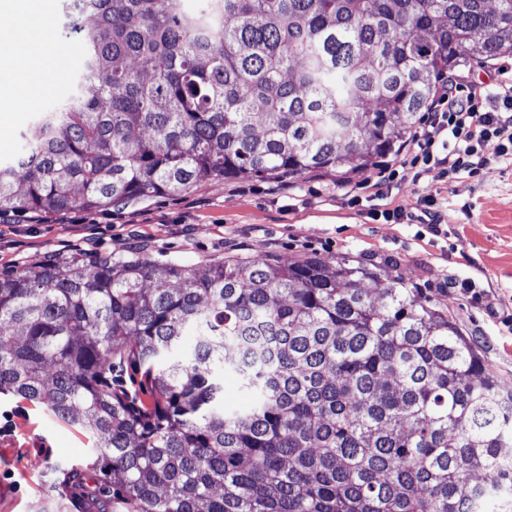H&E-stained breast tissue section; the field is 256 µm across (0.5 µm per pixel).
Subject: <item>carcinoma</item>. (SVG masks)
I'll use <instances>...</instances> for the list:
<instances>
[{"mask_svg":"<svg viewBox=\"0 0 512 512\" xmlns=\"http://www.w3.org/2000/svg\"><path fill=\"white\" fill-rule=\"evenodd\" d=\"M199 2L65 0L78 91L0 163V215L344 182L406 143L448 72L512 56V0ZM121 361L151 405L113 383ZM1 393L90 434L123 512H512V390L371 263L38 262L0 276ZM75 505L97 502L36 512Z\"/></svg>","mask_w":512,"mask_h":512,"instance_id":"carcinoma-1","label":"carcinoma"}]
</instances>
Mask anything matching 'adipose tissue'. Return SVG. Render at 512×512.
Returning <instances> with one entry per match:
<instances>
[{
	"label": "adipose tissue",
	"mask_w": 512,
	"mask_h": 512,
	"mask_svg": "<svg viewBox=\"0 0 512 512\" xmlns=\"http://www.w3.org/2000/svg\"><path fill=\"white\" fill-rule=\"evenodd\" d=\"M49 8L50 0H0V15L14 20L0 29V78L13 90L9 98L0 99L1 113L28 106V90H44L47 72L58 63L55 53L30 51L42 39L40 21Z\"/></svg>",
	"instance_id": "adipose-tissue-1"
}]
</instances>
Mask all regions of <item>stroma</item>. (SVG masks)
<instances>
[{
    "label": "stroma",
    "mask_w": 512,
    "mask_h": 512,
    "mask_svg": "<svg viewBox=\"0 0 512 512\" xmlns=\"http://www.w3.org/2000/svg\"><path fill=\"white\" fill-rule=\"evenodd\" d=\"M53 0L42 39L60 55L38 110L10 113L0 135V162L13 160L37 112L63 104L83 60ZM368 197V174L336 184L308 174L288 181L207 179L178 193L64 214L0 223V275L48 259L98 252H137L155 263L198 267L238 258L292 262L314 255L327 263L349 257L389 263V275L421 288L477 345L486 369L512 388V162L493 160L478 174L446 182L433 175L406 181L389 203L414 212L418 199L441 205V230L410 221H375L350 207L347 193ZM91 444L84 433L44 407L0 395V512H34L57 495L50 469L59 465L101 489L105 512H119L112 486L90 479Z\"/></svg>",
    "instance_id": "1"
}]
</instances>
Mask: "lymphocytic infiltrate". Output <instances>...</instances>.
Instances as JSON below:
<instances>
[{
    "instance_id": "f902f5d3",
    "label": "lymphocytic infiltrate",
    "mask_w": 512,
    "mask_h": 512,
    "mask_svg": "<svg viewBox=\"0 0 512 512\" xmlns=\"http://www.w3.org/2000/svg\"><path fill=\"white\" fill-rule=\"evenodd\" d=\"M512 159V68L500 67L490 83L442 82L433 112L407 152L401 169L379 168L373 186L388 194L399 175L435 174L451 180L474 174L494 159Z\"/></svg>"
}]
</instances>
